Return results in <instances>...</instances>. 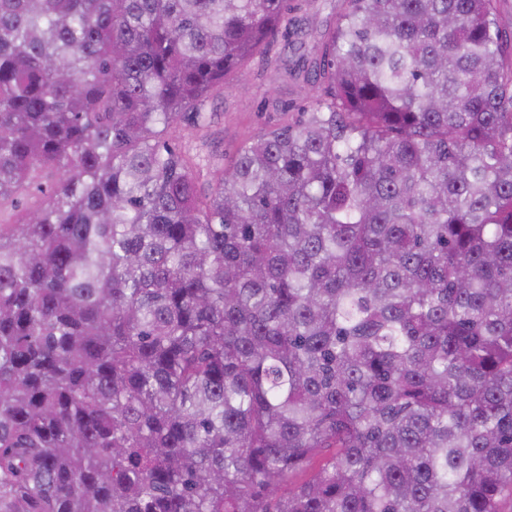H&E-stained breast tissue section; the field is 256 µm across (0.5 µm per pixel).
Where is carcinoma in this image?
<instances>
[{"mask_svg":"<svg viewBox=\"0 0 512 512\" xmlns=\"http://www.w3.org/2000/svg\"><path fill=\"white\" fill-rule=\"evenodd\" d=\"M503 2L342 0L226 158L288 0H0V512H503ZM342 0H288L292 11L289 16L297 19L308 32L302 45L296 36L281 33L275 40L271 56L276 63L268 67L261 59L251 63L240 74L244 89L224 86V96L213 99L208 108L218 113L212 127L211 142L224 148V155L236 152L241 142L262 128L280 125L298 118V109L307 105L310 87L302 82L275 79L274 67L298 68L301 56L310 57L341 9ZM288 102L292 108L282 112L274 99ZM51 182L52 179L46 171L37 169L31 183L17 196V199L1 202L0 221L2 224H11L23 211L43 205L47 199L46 195Z\"/></svg>","mask_w":512,"mask_h":512,"instance_id":"obj_1","label":"carcinoma"}]
</instances>
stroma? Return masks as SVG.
<instances>
[{
	"label": "stroma",
	"instance_id": "stroma-1",
	"mask_svg": "<svg viewBox=\"0 0 512 512\" xmlns=\"http://www.w3.org/2000/svg\"><path fill=\"white\" fill-rule=\"evenodd\" d=\"M291 15L306 30L304 39L278 36L271 50L275 67L254 61L240 75V85H227L222 96L213 99L210 110L218 119L211 140L225 155L236 152L241 142L259 130L298 118L310 88L301 82H283L276 69L298 67L302 58L311 56L341 9V0H288ZM52 179L44 170H36L31 183L15 200L0 202V222L13 223L26 210L44 204Z\"/></svg>",
	"mask_w": 512,
	"mask_h": 512
}]
</instances>
